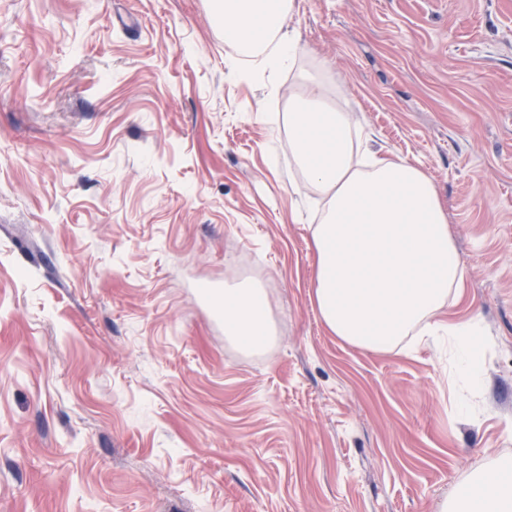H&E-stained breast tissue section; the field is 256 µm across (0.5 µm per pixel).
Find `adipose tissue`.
Wrapping results in <instances>:
<instances>
[{"label": "adipose tissue", "mask_w": 512, "mask_h": 512, "mask_svg": "<svg viewBox=\"0 0 512 512\" xmlns=\"http://www.w3.org/2000/svg\"><path fill=\"white\" fill-rule=\"evenodd\" d=\"M294 0H211L224 42L260 55L265 70L293 63L296 38L285 22ZM288 149L306 185L324 201L311 227L316 256L313 300L325 329L374 354L394 352L416 331L438 327L464 266L448 212L419 166L372 150L342 104L331 103L325 75L302 78L288 98ZM224 335L243 348L276 336L265 289L228 288L217 301ZM462 372L479 381L485 339L473 326L448 329ZM443 512H512V462L470 475Z\"/></svg>", "instance_id": "obj_1"}]
</instances>
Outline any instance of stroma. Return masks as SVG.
<instances>
[{
    "instance_id": "1",
    "label": "stroma",
    "mask_w": 512,
    "mask_h": 512,
    "mask_svg": "<svg viewBox=\"0 0 512 512\" xmlns=\"http://www.w3.org/2000/svg\"><path fill=\"white\" fill-rule=\"evenodd\" d=\"M274 85L207 0H0V512H439L512 459V0H295ZM425 169L490 340L390 354L312 302L288 91ZM270 293L247 353L200 286ZM448 340L457 348L464 376L478 382L486 344L483 336L472 325H448Z\"/></svg>"
}]
</instances>
